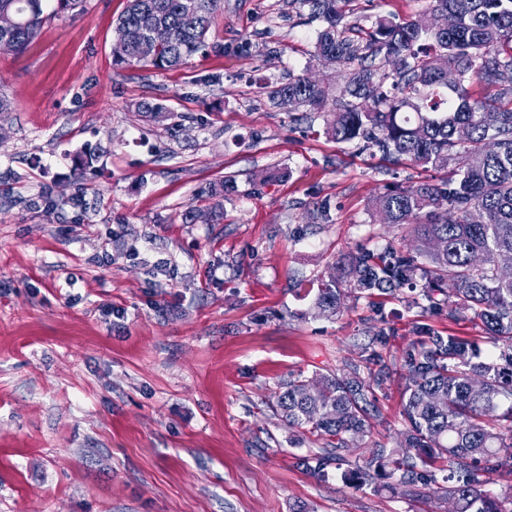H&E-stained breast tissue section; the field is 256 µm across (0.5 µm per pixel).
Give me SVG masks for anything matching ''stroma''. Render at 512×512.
Instances as JSON below:
<instances>
[{"mask_svg":"<svg viewBox=\"0 0 512 512\" xmlns=\"http://www.w3.org/2000/svg\"><path fill=\"white\" fill-rule=\"evenodd\" d=\"M427 4L352 0L349 20ZM125 7L82 0L0 53V512H444L383 474L345 481L364 449L318 468L273 410L282 381L366 358L382 333L395 372L369 441L393 448L417 325L486 343L480 321L423 312L406 288L315 310L339 263L404 235L373 198L440 171L393 166L327 135L323 113L270 100L290 73L331 101L345 86L297 0H224L208 52L170 70L114 65ZM86 148L98 160L79 175ZM228 178L238 189L212 214Z\"/></svg>","mask_w":512,"mask_h":512,"instance_id":"1","label":"stroma"}]
</instances>
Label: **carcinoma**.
Segmentation results:
<instances>
[{
	"instance_id": "1",
	"label": "carcinoma",
	"mask_w": 512,
	"mask_h": 512,
	"mask_svg": "<svg viewBox=\"0 0 512 512\" xmlns=\"http://www.w3.org/2000/svg\"><path fill=\"white\" fill-rule=\"evenodd\" d=\"M49 0H0V27L14 52L25 51L46 20ZM347 0H299L322 22L316 56L348 69L343 96L332 108L321 84L304 76L271 86L269 97L326 112V132L355 142L394 165L406 161L448 169L439 182L396 187L373 199L388 223L414 236L409 249L387 244L362 249L322 284L315 308L326 317L344 299L391 293L423 284L428 309L445 307L448 320L479 319L492 352L455 334L417 326L419 339L403 355L402 439L376 444L366 465L349 471L359 486L373 482L372 467L392 465L387 488L411 494L428 485L429 468L448 462L441 501L448 512H512V493L487 489L488 475L512 473V0H430L416 20L380 18L369 28L345 22ZM222 0H127L115 33L142 30L148 43L115 55L118 65L175 68L203 54ZM444 12L448 30L432 18ZM476 79L496 88L491 98L470 92ZM346 282L347 290L339 288ZM334 372L298 375L280 385L275 411L288 428L309 434L321 448L317 465H338L362 445L382 417L377 392L391 367L373 352Z\"/></svg>"
}]
</instances>
